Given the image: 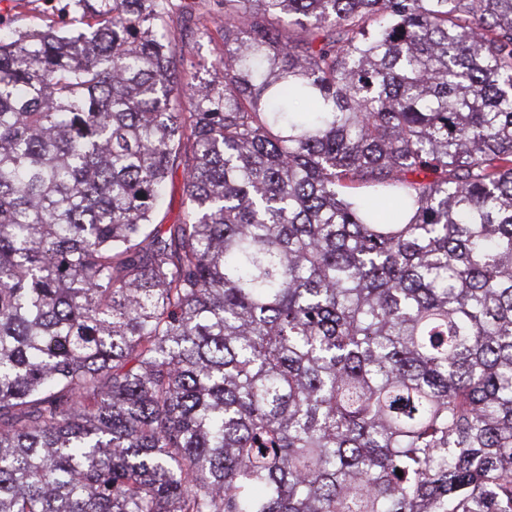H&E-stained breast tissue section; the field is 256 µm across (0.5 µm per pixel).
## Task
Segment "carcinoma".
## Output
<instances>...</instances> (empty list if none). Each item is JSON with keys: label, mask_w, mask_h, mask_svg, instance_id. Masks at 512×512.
I'll list each match as a JSON object with an SVG mask.
<instances>
[{"label": "carcinoma", "mask_w": 512, "mask_h": 512, "mask_svg": "<svg viewBox=\"0 0 512 512\" xmlns=\"http://www.w3.org/2000/svg\"><path fill=\"white\" fill-rule=\"evenodd\" d=\"M73 3L0 19V512H512V0H202L206 82ZM69 0H0V15L12 28L37 29L52 22L60 30L83 27ZM52 9V10H50ZM185 193L183 190V179L181 169L173 176L168 184L167 195L163 205V211L167 212V224H171L182 212L185 206Z\"/></svg>", "instance_id": "cac0c4a2"}]
</instances>
